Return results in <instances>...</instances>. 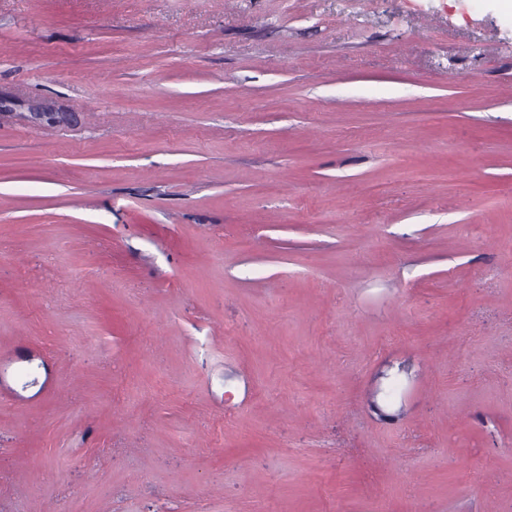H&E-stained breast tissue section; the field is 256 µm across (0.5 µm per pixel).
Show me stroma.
I'll list each match as a JSON object with an SVG mask.
<instances>
[{"label":"stroma","mask_w":512,"mask_h":512,"mask_svg":"<svg viewBox=\"0 0 512 512\" xmlns=\"http://www.w3.org/2000/svg\"><path fill=\"white\" fill-rule=\"evenodd\" d=\"M0 512H512L503 0H0Z\"/></svg>","instance_id":"1"}]
</instances>
